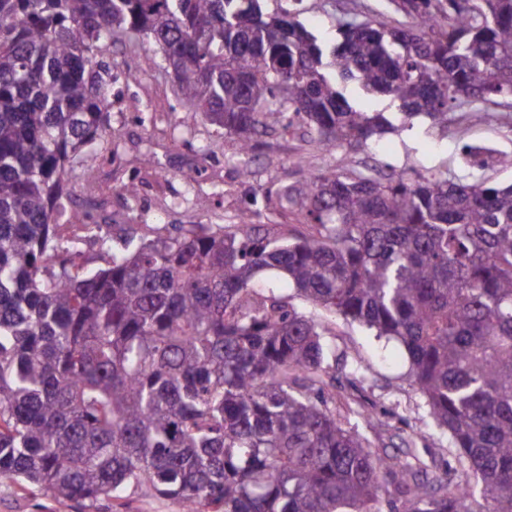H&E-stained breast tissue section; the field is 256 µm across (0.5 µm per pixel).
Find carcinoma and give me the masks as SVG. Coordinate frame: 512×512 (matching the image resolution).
I'll return each mask as SVG.
<instances>
[{"mask_svg":"<svg viewBox=\"0 0 512 512\" xmlns=\"http://www.w3.org/2000/svg\"><path fill=\"white\" fill-rule=\"evenodd\" d=\"M264 2L0 0V478L91 501L148 487L184 512H381L387 492L392 512H512V186L472 173L488 160L468 144L463 175L355 160L418 119L500 120L512 0H391L396 23L353 0L332 40L303 0ZM125 32L240 153L300 131L349 163L281 186L264 230L244 212L49 269L68 164L92 174L112 136L103 48ZM282 281L404 347L457 467L382 454L315 399L335 388L329 328Z\"/></svg>","mask_w":512,"mask_h":512,"instance_id":"cac0c4a2","label":"carcinoma"}]
</instances>
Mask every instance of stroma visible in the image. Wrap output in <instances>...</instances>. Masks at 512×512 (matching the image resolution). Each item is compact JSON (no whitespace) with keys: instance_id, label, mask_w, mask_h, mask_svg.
<instances>
[{"instance_id":"35a3bbf8","label":"stroma","mask_w":512,"mask_h":512,"mask_svg":"<svg viewBox=\"0 0 512 512\" xmlns=\"http://www.w3.org/2000/svg\"><path fill=\"white\" fill-rule=\"evenodd\" d=\"M112 63L111 142L94 146L98 153L93 181L81 177V162H73L67 187L69 209L84 211L88 202L104 205L94 224L64 231L66 253L78 254L87 269L105 264L102 242L150 234L164 237L188 224L233 226L239 213L254 207L255 223L271 224L275 214L265 195L281 183L302 179L305 170L342 168L343 151L327 154L304 142L279 135L259 138L248 156L252 171L243 178L236 164L237 136L205 121L183 105L163 50L155 41L129 34L115 38L104 51ZM137 68L127 72L125 64ZM485 146L512 155V109L504 123L491 125L477 117L449 126L447 134L415 122L412 129L388 133L370 142L364 158L396 168L419 170L447 164L456 169L461 144ZM138 189L136 203L125 201L123 185ZM207 200L200 208L199 200ZM332 330L326 342L331 354L361 362L362 373H338L336 412L346 428L365 435L378 448L395 454V438L413 441L423 459L439 466L454 463L446 432L427 423L428 407L409 377L402 346L380 339L365 327L340 316L322 313ZM388 423V430L370 426V419ZM0 512H184L182 504L142 487L128 490L123 500H58L37 487L0 479Z\"/></svg>"}]
</instances>
